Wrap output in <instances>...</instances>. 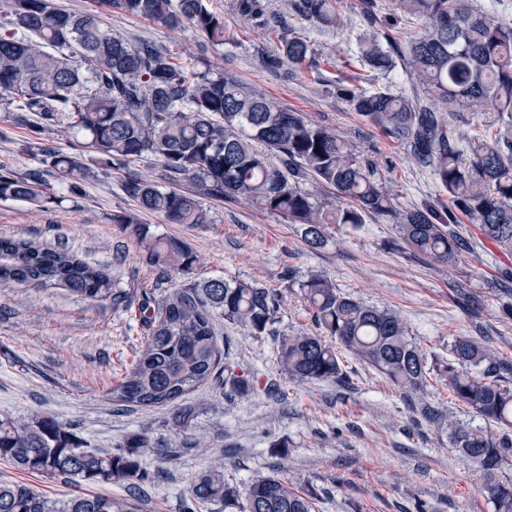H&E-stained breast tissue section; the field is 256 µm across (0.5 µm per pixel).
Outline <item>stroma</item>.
Instances as JSON below:
<instances>
[{"label": "stroma", "instance_id": "obj_1", "mask_svg": "<svg viewBox=\"0 0 512 512\" xmlns=\"http://www.w3.org/2000/svg\"><path fill=\"white\" fill-rule=\"evenodd\" d=\"M263 2L269 20L310 41L317 68L269 65L279 53L278 36L241 15L237 0H210L224 18L226 41L219 46L203 44L193 29L136 16L116 14L112 24L129 40H151L175 61L232 75L308 120L336 128L378 162L399 209H443L448 195L433 173L412 161L404 143L365 123L338 93L357 85L411 98L423 94L404 68L388 75L359 68V37L368 28L362 0H340L343 25L337 29L312 26L289 0ZM15 116L14 105L0 100V166L18 177L39 170L54 200L42 208L0 201V236L68 248L107 269L125 301L118 307L106 300L91 304L60 286L0 283V416L21 419L46 411L86 447L118 453L141 433L174 437L173 414L191 410L187 436L203 438L205 447L178 449L167 460L147 457L138 512H217L195 506L189 483L219 458L226 483L241 488L256 473L276 474L312 491L316 512H493L477 467L436 423L440 416L463 424L474 417L436 378H429L425 393L411 392L344 350V379L302 382L288 377L277 356L282 337L317 333L299 285L323 273L341 293L399 312L428 358H447L456 337L482 340L512 387V318L503 313L512 306V257L467 218L456 229L470 249L450 266L406 249L388 216L368 217L356 227L327 225L324 245L313 248L301 225L243 199L200 194L191 181L181 188L199 193L207 223L169 224L124 194L125 171L95 174L80 196L71 197L56 171L30 151L38 136ZM121 214L137 215L151 234L184 242L197 264L159 278L137 240L113 223ZM212 277L255 281L281 297L272 332L255 336L238 324H217L222 375L244 376L247 392L228 398L224 385L206 381L163 407L116 401L112 390L147 336L139 314L142 293L162 297Z\"/></svg>", "mask_w": 512, "mask_h": 512}]
</instances>
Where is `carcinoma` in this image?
<instances>
[{"mask_svg": "<svg viewBox=\"0 0 512 512\" xmlns=\"http://www.w3.org/2000/svg\"><path fill=\"white\" fill-rule=\"evenodd\" d=\"M0 24V91L16 109L38 121L34 133L66 123L84 132L92 154L72 155L38 146L80 195L90 166L108 174L133 160L153 158L166 189L147 176L128 172L122 187L144 210L168 224H204L197 196L174 188L192 180L209 196L244 197L258 208L303 227L312 248L324 243L325 225L365 223L371 215L391 216L400 238L418 254L451 264L468 250L455 229L462 214L483 237L512 255V23L474 7L471 0H396L395 10L425 21L408 44L389 32L360 39L361 69L387 74L401 65L425 88L423 103L384 89L353 87L344 97L379 132L404 142L413 159L431 169L448 193V209L400 210L383 186L377 164L360 158L333 130L285 109L229 75L196 72L173 60L152 41L130 42L112 30V14L137 16L166 26L195 29L212 44L224 43L222 16L207 0H90L70 11L57 0H5ZM238 11L255 25L268 18L261 0H238ZM292 7L318 28L340 26L337 0H293ZM280 56L295 68L314 64L310 43L280 39ZM492 112L491 138L466 140L446 119L456 109ZM330 189L335 204L318 202ZM0 200L38 207L53 200L38 175L17 178L0 169ZM143 246L146 262L167 276L197 261L176 239L149 234L131 214L113 217ZM0 281L58 285L90 302H123L105 269L63 247L30 240L0 239ZM320 333L283 338L278 359L300 381L338 380L344 375L336 345L371 364L395 384L420 390L435 372L455 399L486 423L448 421V437L462 457L483 475V490L494 512H512V389L501 384L495 353L470 336H458L446 361L428 363L409 337L403 319L389 309L367 305L336 289L321 274L300 284ZM278 295L258 283L211 278L140 304L149 337L131 371L114 389L126 406H166L212 378L221 352L215 316L257 336L275 322ZM158 443L140 434L123 453L85 448L53 415L36 410L24 419L0 417V460L17 470L48 478H76L86 484L119 483L127 496L79 491L56 501L20 481H0V512H136L142 457ZM191 497L240 512H315L314 495L276 475H257L244 490L224 483V463L196 474Z\"/></svg>", "mask_w": 512, "mask_h": 512, "instance_id": "obj_1", "label": "carcinoma"}]
</instances>
